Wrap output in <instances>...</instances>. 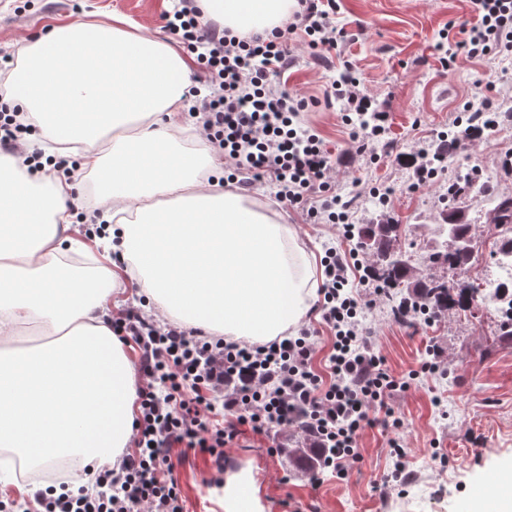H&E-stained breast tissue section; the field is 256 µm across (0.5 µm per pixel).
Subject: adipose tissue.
<instances>
[{
	"instance_id": "ef3b65f1",
	"label": "adipose tissue",
	"mask_w": 512,
	"mask_h": 512,
	"mask_svg": "<svg viewBox=\"0 0 512 512\" xmlns=\"http://www.w3.org/2000/svg\"><path fill=\"white\" fill-rule=\"evenodd\" d=\"M295 0H202L239 36L282 27ZM188 57L123 18L52 27L25 46L7 85L44 132L45 155L72 156L74 178L22 174L0 155V450L49 469L77 455L101 468L131 446L137 379L105 302L122 286L77 249L68 205L94 177L106 240L148 301L213 336L264 344L299 324L314 264L263 206L210 183L219 156L178 143Z\"/></svg>"
}]
</instances>
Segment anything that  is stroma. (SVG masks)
<instances>
[{
  "label": "stroma",
  "instance_id": "obj_1",
  "mask_svg": "<svg viewBox=\"0 0 512 512\" xmlns=\"http://www.w3.org/2000/svg\"><path fill=\"white\" fill-rule=\"evenodd\" d=\"M338 6L345 36L327 62L314 59L300 34L288 37L296 48L288 87L308 102L301 120L318 131L332 155L337 194L346 200L384 195L387 215L401 226V246L414 255L415 271L451 279L447 268L429 263L432 243L444 241L436 229L440 213L452 205L464 208L483 245L496 241L498 231L476 188H464L451 202L448 183L482 168L494 192L511 195L512 172L502 160L512 153V124L465 141L424 187L400 158L434 151L470 106L512 102V54L472 59L459 49L465 24L476 19L473 0H338ZM172 8V0H27L21 8L0 0V53L17 54L57 24L115 15L140 34L162 36L163 16ZM451 47L456 58L442 66L443 51ZM348 65L387 115L381 139L352 140L340 102L325 95ZM274 194L265 181L251 192L295 228L312 261H321L329 246L349 249L335 226L311 223L302 211L281 207ZM367 327L390 372L411 381L408 390L388 400L406 424L408 483L390 481L396 459L389 432L378 426L363 432L361 458L345 480L329 474L318 484L309 481V459L295 454L310 448V440L290 430L272 439L246 430L226 449L223 469L210 456L194 453L177 465L174 476L186 512H224V487L234 476L253 479L262 512H459L461 504L474 503L476 488H497L512 478V336L502 335L488 307L401 324L380 297ZM434 350L442 365L425 371Z\"/></svg>",
  "mask_w": 512,
  "mask_h": 512
}]
</instances>
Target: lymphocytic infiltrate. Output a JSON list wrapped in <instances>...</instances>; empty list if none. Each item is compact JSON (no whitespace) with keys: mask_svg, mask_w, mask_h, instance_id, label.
<instances>
[{"mask_svg":"<svg viewBox=\"0 0 512 512\" xmlns=\"http://www.w3.org/2000/svg\"><path fill=\"white\" fill-rule=\"evenodd\" d=\"M284 32L239 37L211 23L201 0H179L165 27L196 55L197 69L187 94L189 109L207 142L224 155L229 178L240 189L263 179L280 203L305 209L310 217L342 225L353 238L350 205L333 187V166L322 139L304 127L307 101L280 84L294 58L288 43L300 33L310 48L323 52L337 42L336 0H297ZM477 19L461 46L469 57L512 52V0H476ZM358 248L348 256L328 249L318 306L323 324L335 334L324 371L314 367L312 333L254 346L209 340L194 328L161 326L134 309L114 318L112 329L139 349V369L147 383L138 392L135 448L119 470L100 469L98 494L77 488L56 496L38 494L43 512H183L173 449L200 451L215 464L240 436L275 427H294L313 437L319 467L345 479L360 458L358 438L378 424L401 428L386 399L407 389L389 372L372 346L364 298L374 295L363 275ZM360 289L351 292L350 280Z\"/></svg>","mask_w":512,"mask_h":512,"instance_id":"obj_1","label":"lymphocytic infiltrate"}]
</instances>
